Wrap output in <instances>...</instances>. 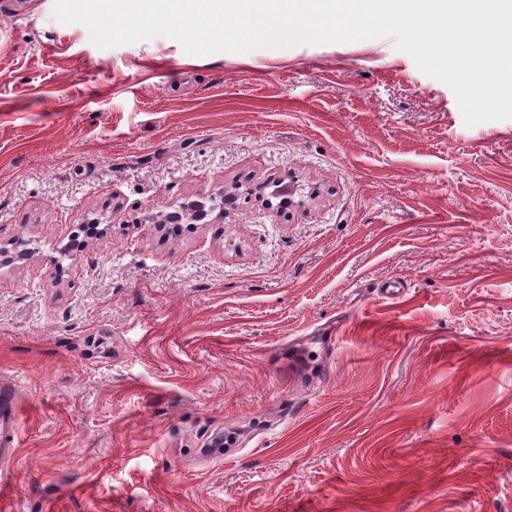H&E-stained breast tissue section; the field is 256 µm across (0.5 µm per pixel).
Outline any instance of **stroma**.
Returning <instances> with one entry per match:
<instances>
[{"label":"stroma","mask_w":512,"mask_h":512,"mask_svg":"<svg viewBox=\"0 0 512 512\" xmlns=\"http://www.w3.org/2000/svg\"><path fill=\"white\" fill-rule=\"evenodd\" d=\"M223 192V222L157 232ZM20 235L0 512H512V119L466 125L393 38L101 47L0 0ZM12 381L0 385V471L8 472L16 460L18 440L14 426L19 421V389Z\"/></svg>","instance_id":"stroma-1"}]
</instances>
